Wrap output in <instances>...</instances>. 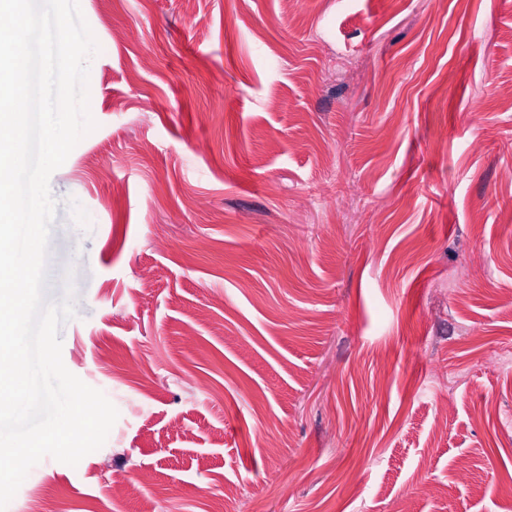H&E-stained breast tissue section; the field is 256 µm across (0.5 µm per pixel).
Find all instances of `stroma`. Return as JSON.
I'll return each mask as SVG.
<instances>
[{"label":"stroma","mask_w":512,"mask_h":512,"mask_svg":"<svg viewBox=\"0 0 512 512\" xmlns=\"http://www.w3.org/2000/svg\"><path fill=\"white\" fill-rule=\"evenodd\" d=\"M80 7L47 296L118 418L7 512H512V0Z\"/></svg>","instance_id":"obj_1"}]
</instances>
